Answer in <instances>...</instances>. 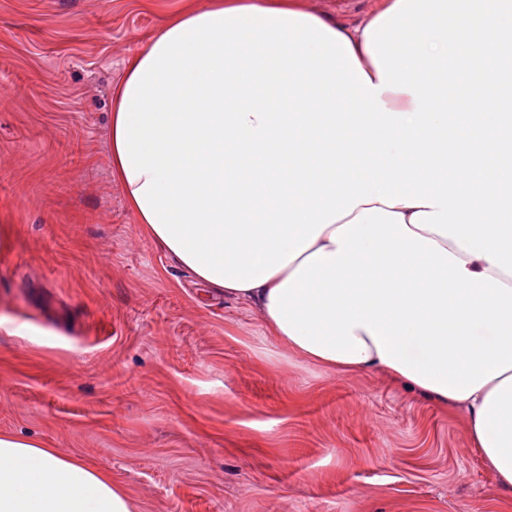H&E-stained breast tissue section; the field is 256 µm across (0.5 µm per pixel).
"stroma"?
Wrapping results in <instances>:
<instances>
[{"instance_id": "35a3bbf8", "label": "stroma", "mask_w": 512, "mask_h": 512, "mask_svg": "<svg viewBox=\"0 0 512 512\" xmlns=\"http://www.w3.org/2000/svg\"><path fill=\"white\" fill-rule=\"evenodd\" d=\"M191 0H0V432L135 512H512L462 410L207 298L109 159L125 60Z\"/></svg>"}]
</instances>
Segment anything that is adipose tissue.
Segmentation results:
<instances>
[{
  "label": "adipose tissue",
  "instance_id": "obj_1",
  "mask_svg": "<svg viewBox=\"0 0 512 512\" xmlns=\"http://www.w3.org/2000/svg\"><path fill=\"white\" fill-rule=\"evenodd\" d=\"M112 172L141 231L268 338L465 412L512 492V0H210L131 55ZM0 433V512H133ZM310 9L318 13H327L340 22H352L371 12L374 0H306Z\"/></svg>",
  "mask_w": 512,
  "mask_h": 512
}]
</instances>
